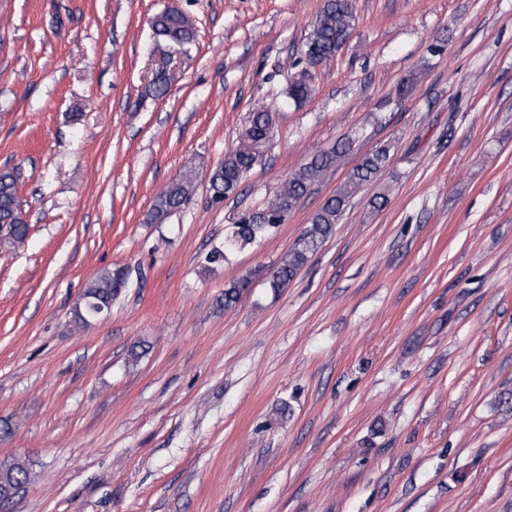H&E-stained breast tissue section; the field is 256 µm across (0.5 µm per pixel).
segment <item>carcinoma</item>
I'll return each instance as SVG.
<instances>
[{"label":"carcinoma","instance_id":"cac0c4a2","mask_svg":"<svg viewBox=\"0 0 512 512\" xmlns=\"http://www.w3.org/2000/svg\"><path fill=\"white\" fill-rule=\"evenodd\" d=\"M353 0H327L322 12L314 21L304 44V52L323 63L333 56L348 40L355 26ZM155 36L172 47H182L195 39V31L187 17L176 10H166L150 20ZM310 73L298 72L292 79L289 95L302 101L311 92ZM273 116L264 108L252 112L238 145L224 155V160L209 177L211 200L217 204L236 193L248 172L263 154L272 137ZM351 149L348 141L318 153L310 162L288 177L273 200L264 208L242 217L231 225L224 236V249L213 251L209 260L213 263L227 261L228 256L253 244L271 230L285 223L288 214L304 198L323 174ZM390 149L381 146L365 154L353 167L343 185L330 196L312 217L309 226L288 252L273 274L271 286L281 288L297 275L321 244L332 235L338 216L349 198L364 183L373 179L385 166ZM194 187V176L184 172L171 182L155 198L153 213L164 216L180 208ZM28 233L17 195L16 179L9 171L0 172V236L14 242L24 240ZM127 272L123 268L101 272L84 292L83 310L77 312L78 320L86 324L97 318L98 309H110L112 301L127 285ZM249 281L242 279L224 289V308L230 309L239 300ZM28 470L18 461L7 467L0 466V483L19 488L27 480Z\"/></svg>","mask_w":512,"mask_h":512}]
</instances>
